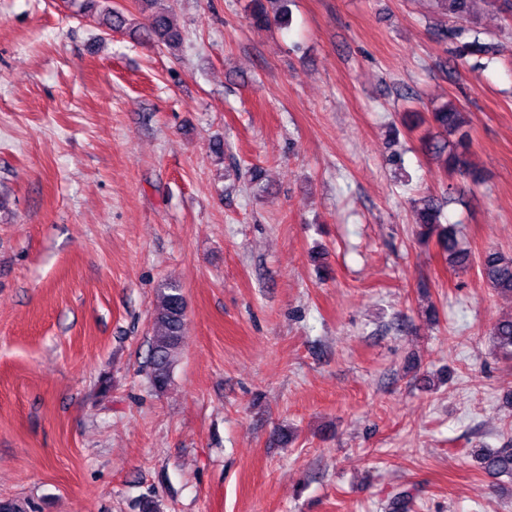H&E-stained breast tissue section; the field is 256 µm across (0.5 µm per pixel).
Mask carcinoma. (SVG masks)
Listing matches in <instances>:
<instances>
[{"instance_id":"1","label":"carcinoma","mask_w":512,"mask_h":512,"mask_svg":"<svg viewBox=\"0 0 512 512\" xmlns=\"http://www.w3.org/2000/svg\"><path fill=\"white\" fill-rule=\"evenodd\" d=\"M147 22L139 28L138 37L146 42L174 48L181 35L174 28L169 10L161 0H139ZM288 0H266L270 8L259 7L252 14L258 26L279 24L286 20ZM435 10L454 22L451 27L438 29V37L452 44L454 60L463 65L471 58L492 61L498 44L479 23L482 4L498 13L511 14L512 0H432ZM100 25L109 31H121L127 25L125 13L117 8L105 7ZM435 133L425 141L427 153L441 162L445 171L456 174L473 184L481 175L471 162V120L469 113L452 101L436 106L431 111ZM418 236L427 240L437 235L445 260L454 268L470 265V253L457 238L456 229L442 225L440 207L430 198L421 200L417 210ZM479 268L481 277L494 291L512 294V254L489 249L482 255ZM186 327V304L180 286L168 282L158 289L152 311V336L149 339L147 366L148 379L157 393L166 392L173 380V370L180 356ZM493 348L501 356L512 359V313L499 317L491 331ZM481 464L492 477L512 478V448H499L481 454ZM0 512H38L35 503L21 499L0 498Z\"/></svg>"}]
</instances>
